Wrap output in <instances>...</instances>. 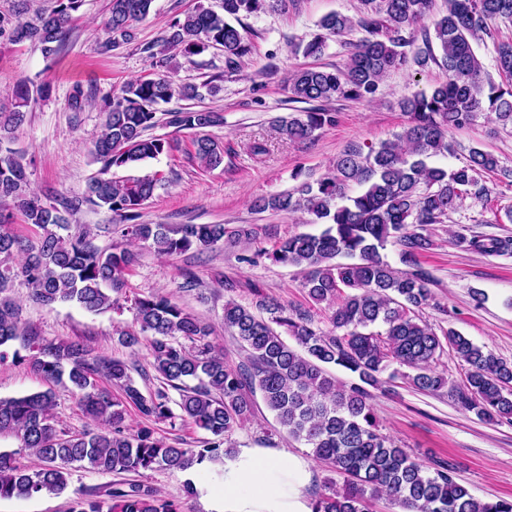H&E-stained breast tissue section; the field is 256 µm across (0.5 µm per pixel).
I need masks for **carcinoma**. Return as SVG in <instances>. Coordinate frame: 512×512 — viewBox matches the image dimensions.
I'll list each match as a JSON object with an SVG mask.
<instances>
[{"mask_svg": "<svg viewBox=\"0 0 512 512\" xmlns=\"http://www.w3.org/2000/svg\"><path fill=\"white\" fill-rule=\"evenodd\" d=\"M19 2L15 15L0 14V39L11 45L29 41L52 55L63 44L83 0H54L53 8L37 11L25 22L19 16L27 10V0ZM152 2L110 0L101 48L110 51L131 41L133 24L148 15ZM361 2L364 11L358 19L330 13L319 22L324 33L298 44L305 56L319 57L328 36L355 27L366 33L351 46L344 67L306 68L289 77L290 100L321 106L279 118L284 138L314 141L316 131L336 124L328 104L372 98L393 70L435 64L448 72V80L401 102L408 121L395 139L366 154L348 148L324 176L303 182L297 194L254 202L260 212L305 209L326 225L318 235L290 236L270 251L258 250L256 256L302 268L309 301L326 304L328 315L321 323L311 309L284 305L257 288L254 310L225 300L224 329L247 352V361L236 367L224 362L223 351L210 340V327L168 296L127 295L132 253L99 250L88 230L75 237L60 234L82 207L105 206L124 223L123 236L148 242L162 255L192 248L205 251L226 238H250L247 230L223 224H135L159 179L117 181L107 176L114 168H133L173 150L169 139L147 134L157 124L158 104L176 94L190 100L214 96L220 86L211 79L176 88L160 76L125 83L101 106L102 129L92 149L101 164L100 175L90 178L78 196L44 198L30 188L27 169L32 160L10 142L31 101L48 96L49 88L26 82L13 87L11 108L0 111V255L21 253L23 261L15 270L0 269V360L7 357L3 347L21 341L29 354L16 350L13 360L26 363L47 382H68L78 397V409L102 428L76 434L59 427L50 389L0 398V433L17 435L22 449L35 458L33 465L24 466L17 463L16 452L0 451V499L61 494L72 470L80 468L137 478L113 484L105 498L96 491H79L69 512H187V501L195 496L192 482L184 485V498L175 499L149 481V474L234 457L231 436L251 420V396L258 391L279 425L343 479L340 486L329 479L328 492L312 503L313 512H370V502L382 496L401 512H512V500L477 498L456 480L455 468L447 461L437 460L429 469L412 459L382 432L371 405L372 390L382 387L387 373L389 379L400 376L422 392L448 389L451 398L480 420L512 422V363L452 328L435 329L422 321L420 311L432 300V275L419 263V256L432 247L426 227L445 223L465 197L487 196L481 176L498 170V159L479 148L471 149L462 165L450 171L427 159L448 152V132L471 125L483 112L498 125H512V89L483 78L482 62L473 49V43L493 37L496 19L512 20V0H446V12L434 21L433 33H425L424 48L416 51L414 28L430 13L433 0ZM284 3L223 0L221 14L199 6L171 23L161 50L154 51L150 44L143 51L163 65L166 50L198 55L219 49L224 52V71L235 72L252 46L234 22ZM496 53L497 70L511 84L512 45L500 43ZM223 122L222 113L208 109L176 111L169 120L195 132L188 158L202 170L218 167L228 153L207 133ZM352 183L364 186L354 197L347 195ZM16 213L37 229L36 243H26L13 232ZM389 242L399 247L406 270L393 268L380 253ZM457 243L486 254L512 248L508 240L462 234ZM18 276L28 286L29 299L47 308L74 303L102 313L131 302L135 327L117 329V342L131 349L147 342L150 366L161 386L146 394L134 375L145 379L148 373L137 364L97 356L81 339L55 342L21 325L19 305L5 295ZM284 333L297 347L288 344ZM447 348L465 367L460 386L449 384L436 370ZM332 365L351 372L357 381L337 380L327 371ZM402 367L414 373L402 372ZM110 385L120 395H113ZM172 390L179 399L171 398ZM130 407L141 418L135 429L127 424ZM178 420L208 432L211 439L200 448H184L158 435L157 425L174 428Z\"/></svg>", "mask_w": 512, "mask_h": 512, "instance_id": "cac0c4a2", "label": "carcinoma"}]
</instances>
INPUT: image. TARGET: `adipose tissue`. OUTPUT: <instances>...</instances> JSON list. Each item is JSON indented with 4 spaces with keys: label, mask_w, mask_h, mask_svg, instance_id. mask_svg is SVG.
Wrapping results in <instances>:
<instances>
[{
    "label": "adipose tissue",
    "mask_w": 512,
    "mask_h": 512,
    "mask_svg": "<svg viewBox=\"0 0 512 512\" xmlns=\"http://www.w3.org/2000/svg\"><path fill=\"white\" fill-rule=\"evenodd\" d=\"M309 461L276 448H245L224 463L223 488L209 512H312L304 493Z\"/></svg>",
    "instance_id": "ef3b65f1"
}]
</instances>
